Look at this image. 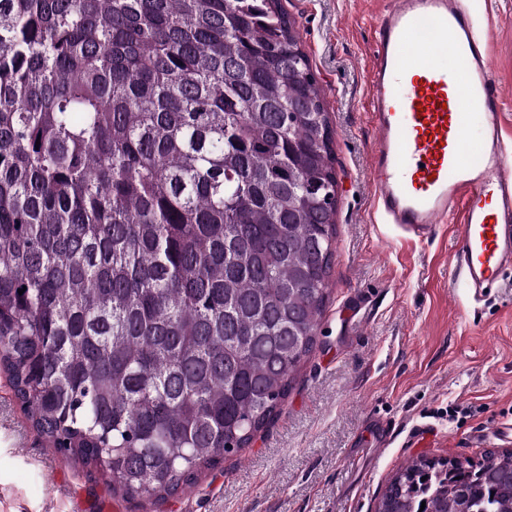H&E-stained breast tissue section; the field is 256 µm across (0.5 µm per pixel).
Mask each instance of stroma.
<instances>
[{"instance_id": "35a3bbf8", "label": "stroma", "mask_w": 512, "mask_h": 512, "mask_svg": "<svg viewBox=\"0 0 512 512\" xmlns=\"http://www.w3.org/2000/svg\"><path fill=\"white\" fill-rule=\"evenodd\" d=\"M493 29L512 146V0H463ZM333 132L335 256L317 345L279 416L249 447L151 503L115 496L108 476L70 463L25 416L0 371V512H375L409 460H479L512 450V270L479 299L453 275L451 224L411 237L375 209L367 94L374 31L389 0H282ZM470 407L448 417L449 404ZM393 424L387 446L375 423Z\"/></svg>"}]
</instances>
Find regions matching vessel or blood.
<instances>
[{
	"instance_id": "b4317fda",
	"label": "vessel or blood",
	"mask_w": 512,
	"mask_h": 512,
	"mask_svg": "<svg viewBox=\"0 0 512 512\" xmlns=\"http://www.w3.org/2000/svg\"><path fill=\"white\" fill-rule=\"evenodd\" d=\"M376 27L368 98L377 141L370 169L383 220L421 235L457 221L452 266L482 295L512 264V156L499 138L501 89L476 30L458 0H392ZM431 38H420L423 26ZM465 57L454 70L421 60L418 43ZM485 136L470 140V111Z\"/></svg>"
}]
</instances>
